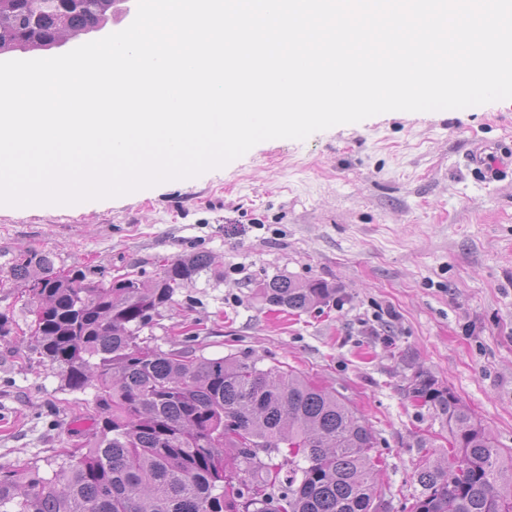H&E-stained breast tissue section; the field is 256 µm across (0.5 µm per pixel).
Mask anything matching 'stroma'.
<instances>
[{"mask_svg": "<svg viewBox=\"0 0 512 512\" xmlns=\"http://www.w3.org/2000/svg\"><path fill=\"white\" fill-rule=\"evenodd\" d=\"M512 155V99L465 109L388 112L272 139L196 178L70 206L0 205V312L19 326L0 344V464L45 465L91 432L92 390H68L26 360L29 285L21 252L58 271L154 274L162 260L209 252L210 268L162 309L149 334L204 356L248 354L337 391L373 429L380 501L398 512L427 437L447 431L409 396L417 372L450 388L512 454V175L477 180L473 143ZM326 281L330 305L301 315L258 295L264 278Z\"/></svg>", "mask_w": 512, "mask_h": 512, "instance_id": "obj_1", "label": "stroma"}]
</instances>
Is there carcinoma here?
Segmentation results:
<instances>
[{
  "label": "carcinoma",
  "mask_w": 512,
  "mask_h": 512,
  "mask_svg": "<svg viewBox=\"0 0 512 512\" xmlns=\"http://www.w3.org/2000/svg\"><path fill=\"white\" fill-rule=\"evenodd\" d=\"M113 2L0 0V55L103 25ZM210 262L199 251L88 290L90 272L61 274L49 253L14 257L10 274L40 315L29 352L68 389H94L95 428L48 477L0 464V512H378L375 436L335 391L249 356L165 351L141 336ZM259 294L292 313L336 299L322 280L283 275ZM409 395L451 443L443 461L423 460L400 512H512L502 453L459 397L424 374Z\"/></svg>",
  "instance_id": "carcinoma-1"
}]
</instances>
